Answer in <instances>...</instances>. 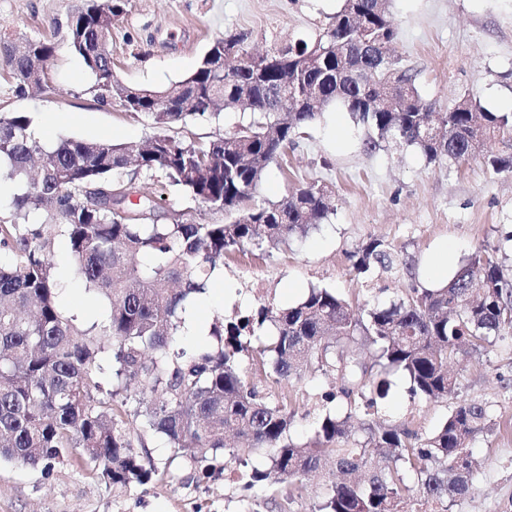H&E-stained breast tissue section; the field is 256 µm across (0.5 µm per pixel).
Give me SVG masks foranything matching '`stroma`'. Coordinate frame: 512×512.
Returning a JSON list of instances; mask_svg holds the SVG:
<instances>
[{
	"instance_id": "1",
	"label": "stroma",
	"mask_w": 512,
	"mask_h": 512,
	"mask_svg": "<svg viewBox=\"0 0 512 512\" xmlns=\"http://www.w3.org/2000/svg\"><path fill=\"white\" fill-rule=\"evenodd\" d=\"M85 0H0V112H25L36 135L52 144L62 138L139 142L155 135L144 117L119 102L101 104L88 92L93 78L64 39L66 26ZM342 0H131L112 24L107 48L112 71L133 87H163L192 74L209 45L244 33L250 51L265 52L292 37L316 38ZM397 24L395 53L413 70L424 99L445 111L457 97L472 94L494 112H512V0H392ZM30 39L55 42L45 89L17 96L8 76L4 46ZM339 123L328 133L324 119L301 130L294 148L273 163L253 200L275 202L303 182L324 184L335 210L317 229L288 245L228 260L212 286L218 300H198L205 324L231 317L260 302L287 307L312 287L336 289L352 305L387 304L413 288H436L443 279L430 268L447 250V274L472 255L488 250L512 276V173L494 172L482 159L430 163L412 147L368 148L369 133L336 108ZM243 112L219 119L196 117L174 125V136L212 140L232 130ZM145 191L169 211L191 209L202 222H223L222 214L192 201L161 180H146ZM372 238L395 251L398 266L356 274L353 254ZM455 400L430 402L411 396L408 379L390 377L391 389L378 400L374 421L405 424L421 434L445 419L454 401L479 400L492 416L491 432L472 450L481 463L471 492L451 512H512V343L496 341L486 352L453 364ZM252 382L270 398L288 392L295 411L289 438L310 442L325 394L340 378L304 379L280 388L256 372ZM130 438L154 474L145 484L115 488L92 465L67 461L42 476L14 461H0V512H280L270 491L245 490L237 468L209 479L192 470L157 434L143 433L129 418Z\"/></svg>"
}]
</instances>
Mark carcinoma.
<instances>
[{
    "label": "carcinoma",
    "instance_id": "cac0c4a2",
    "mask_svg": "<svg viewBox=\"0 0 512 512\" xmlns=\"http://www.w3.org/2000/svg\"><path fill=\"white\" fill-rule=\"evenodd\" d=\"M130 0H86L67 26L66 43L94 76L95 100L133 97L127 111L160 127L193 116L218 118V107L247 111L250 121L205 142L154 135L142 145L73 138L46 146L26 112L0 113V183L16 187L0 212V460L50 475L78 454L100 469L105 484H143L152 469L125 429L127 411L114 398L135 382L145 433L164 435L193 471L211 476L218 454L239 464L245 487L299 483L330 461L344 476L327 486L312 512H406L413 491L430 512H448L472 488L477 464L470 450L491 430L489 410L461 401L439 427L421 435L407 426L363 423L367 437L349 444L352 419L366 416L387 391L385 375L403 372L410 392L428 401L455 394L449 362L487 349L490 337H512V278L477 252L438 288H414L388 306L356 314L329 288H312L288 307L261 304L216 318L205 347L175 351L186 316L224 270V259L251 247L276 249L306 234L331 213V192L317 183L293 187L277 202L222 224L199 222L192 211L167 219L137 179L161 178L213 212L240 209L268 167L281 158L323 106L339 105L374 132L367 146L396 143L428 162L487 158L512 172V112H492L468 94L444 112L432 111L416 75L386 58L396 38L390 0H344L312 43L293 39L268 51L278 66H260L247 49L229 57L215 40L199 67L161 91L114 79L96 52ZM55 43L28 40L10 54L16 94L41 88ZM399 73L391 86L362 88L355 67ZM319 88L314 105L290 111L288 94ZM429 120L435 137L418 131ZM67 239L70 276L103 298L106 315L82 317L62 307V273L51 261L56 239ZM359 274L392 268L390 247L374 238L353 255ZM369 346L375 362L365 363ZM250 359L281 384L336 373L343 414L319 415L308 445L288 438L294 412L288 394L273 402L248 381ZM261 448L263 462L253 461Z\"/></svg>",
    "mask_w": 512,
    "mask_h": 512
}]
</instances>
